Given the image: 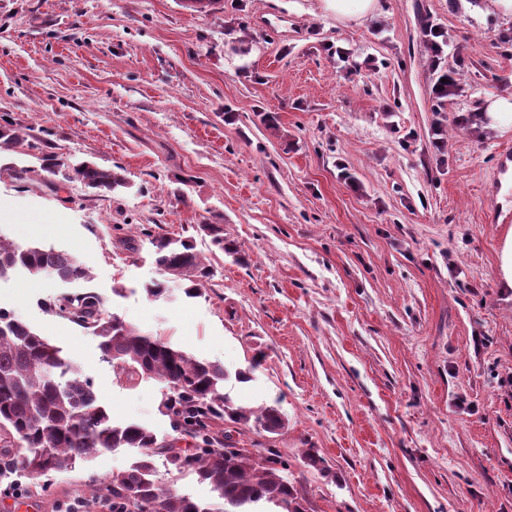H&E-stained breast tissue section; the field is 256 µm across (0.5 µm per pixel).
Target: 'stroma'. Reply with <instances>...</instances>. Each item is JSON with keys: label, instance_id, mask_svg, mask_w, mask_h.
Instances as JSON below:
<instances>
[{"label": "stroma", "instance_id": "35a3bbf8", "mask_svg": "<svg viewBox=\"0 0 512 512\" xmlns=\"http://www.w3.org/2000/svg\"><path fill=\"white\" fill-rule=\"evenodd\" d=\"M487 0H379L348 25L319 0H0V123L47 153L121 169L120 193L55 188L25 148L0 153V204L61 230L0 222V236L68 252L86 280L53 278L0 307L60 347L114 421L174 438L157 380L116 375L92 331L49 314L51 296L92 292L107 313L228 370L226 392L279 403L273 448L308 512H512V289L497 278L506 225L491 223L512 130L480 115L512 97V18ZM276 14L287 36L260 28ZM443 30L442 53L422 29ZM458 73L455 96L433 86ZM277 118L278 132L263 117ZM441 137H434L436 120ZM26 169L25 179L13 172ZM220 224L232 257L197 239L214 275L200 296L160 281L148 234ZM134 239L135 251L122 242ZM315 449L324 471L305 467ZM135 451L102 453L13 499L14 512L96 501Z\"/></svg>", "mask_w": 512, "mask_h": 512}]
</instances>
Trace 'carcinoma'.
Returning a JSON list of instances; mask_svg holds the SVG:
<instances>
[{
    "label": "carcinoma",
    "instance_id": "obj_1",
    "mask_svg": "<svg viewBox=\"0 0 512 512\" xmlns=\"http://www.w3.org/2000/svg\"><path fill=\"white\" fill-rule=\"evenodd\" d=\"M38 149L10 123L0 124V151L20 146ZM41 169L58 186L80 182L85 187L122 192L129 188L124 174L92 161H74L55 154L39 157ZM197 235L209 238L218 251L239 254L224 241L221 224H198ZM155 263L169 279L185 284V293L197 295L213 271L196 250L195 238L151 236ZM21 269L31 277L49 275L63 282L85 280L88 267L53 247L25 248L0 237V278ZM47 312L90 329L99 338L103 359L130 382L155 379L166 384L160 411L169 417L185 447H164L146 427L116 423L100 404L92 382L72 366L61 349L26 322L0 310V483L22 476L36 486L49 474H65L77 460L124 448L139 452L125 470L101 482L97 490L112 496V512H128L140 502L152 512H307L306 497L288 477V463L270 460L246 448L234 449L232 438L215 436L218 422L252 425L274 434L286 420L278 404L256 410L237 405L224 392L230 377L251 380L257 364L230 373L224 365L198 360L162 336L145 334L105 312L92 292L52 297L43 302ZM24 456L30 472L20 467ZM166 458L170 469L194 473L207 484L210 500H197L155 479L154 457Z\"/></svg>",
    "mask_w": 512,
    "mask_h": 512
}]
</instances>
